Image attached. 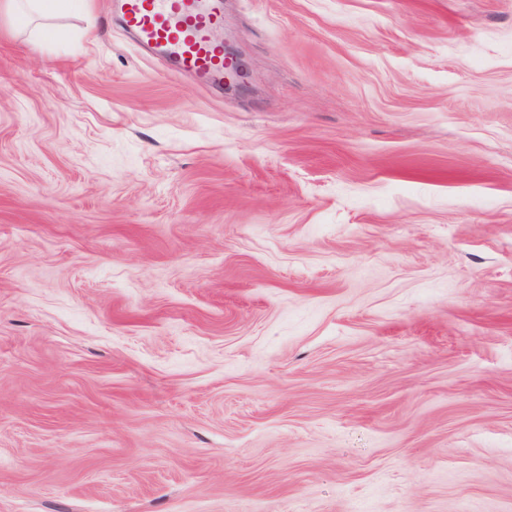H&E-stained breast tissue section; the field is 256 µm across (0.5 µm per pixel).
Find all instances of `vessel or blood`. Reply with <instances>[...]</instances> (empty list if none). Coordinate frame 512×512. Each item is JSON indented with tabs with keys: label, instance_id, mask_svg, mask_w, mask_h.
I'll return each instance as SVG.
<instances>
[{
	"label": "vessel or blood",
	"instance_id": "1",
	"mask_svg": "<svg viewBox=\"0 0 512 512\" xmlns=\"http://www.w3.org/2000/svg\"><path fill=\"white\" fill-rule=\"evenodd\" d=\"M122 10L143 43L166 48L202 85L223 87L229 62L211 33L224 23V0H123Z\"/></svg>",
	"mask_w": 512,
	"mask_h": 512
}]
</instances>
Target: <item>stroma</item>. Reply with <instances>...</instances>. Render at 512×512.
Returning <instances> with one entry per match:
<instances>
[{"instance_id": "35a3bbf8", "label": "stroma", "mask_w": 512, "mask_h": 512, "mask_svg": "<svg viewBox=\"0 0 512 512\" xmlns=\"http://www.w3.org/2000/svg\"><path fill=\"white\" fill-rule=\"evenodd\" d=\"M0 13V512H512V0ZM126 24L145 44L166 48L178 68L194 74L204 86L243 85V67L230 43L224 50L214 45L211 32L224 25L223 0H123ZM231 58V62L224 59Z\"/></svg>"}]
</instances>
